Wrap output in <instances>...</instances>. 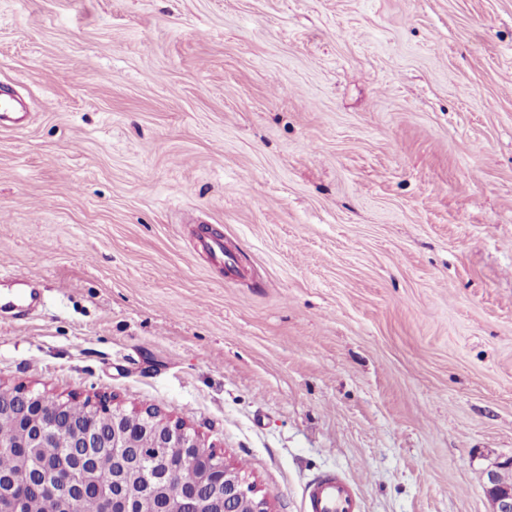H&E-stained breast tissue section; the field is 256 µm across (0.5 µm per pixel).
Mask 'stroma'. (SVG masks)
Returning <instances> with one entry per match:
<instances>
[{
  "instance_id": "obj_1",
  "label": "stroma",
  "mask_w": 512,
  "mask_h": 512,
  "mask_svg": "<svg viewBox=\"0 0 512 512\" xmlns=\"http://www.w3.org/2000/svg\"><path fill=\"white\" fill-rule=\"evenodd\" d=\"M0 385L154 407L271 512H491L512 0H0ZM236 260L196 250L201 225ZM35 300V295L25 288H10L0 293V305L2 308H11L19 312L24 311ZM303 507L304 512H359L360 498L350 480L329 472L307 485Z\"/></svg>"
}]
</instances>
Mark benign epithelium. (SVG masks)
<instances>
[{
  "mask_svg": "<svg viewBox=\"0 0 512 512\" xmlns=\"http://www.w3.org/2000/svg\"><path fill=\"white\" fill-rule=\"evenodd\" d=\"M18 401L32 410L25 412L26 418L34 426L32 439L21 444L22 457L41 459L46 468L44 484L45 512H76L80 498L95 493L102 497L104 512H133L132 504L147 496L155 502L152 512H212L216 507H224V512H235L237 500L247 498L252 501L253 512H271L268 502L256 496L255 487L232 464L218 458L199 434L179 421H172L153 407L136 411L141 420L139 432L154 436L165 448H177L181 462L197 472L198 482L207 488L208 499L199 500L197 493L189 492L178 498L171 496L166 486L167 473L160 472L153 481H144L142 468L130 462L122 470H92L50 467L62 457L67 449L54 447L53 437L59 420L69 412L71 398L43 391H33L24 386L7 388L0 386V406ZM91 420L81 426H72L73 442L78 448H86L94 456L100 449H111L112 457L121 455L125 448L132 447V434L128 428L129 412L114 406L107 409L95 404L89 405ZM102 420L112 431V441L100 438L97 421ZM486 492L493 506V512H512V489L498 485V470L487 474Z\"/></svg>",
  "mask_w": 512,
  "mask_h": 512,
  "instance_id": "obj_1",
  "label": "benign epithelium"
}]
</instances>
